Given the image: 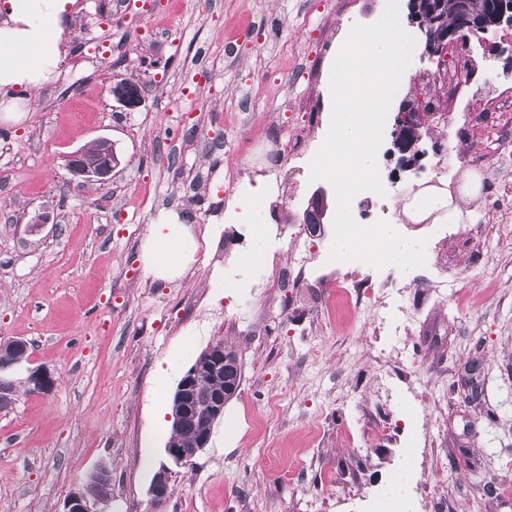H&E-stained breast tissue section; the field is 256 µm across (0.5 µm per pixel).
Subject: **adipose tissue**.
<instances>
[{"instance_id": "1", "label": "adipose tissue", "mask_w": 512, "mask_h": 512, "mask_svg": "<svg viewBox=\"0 0 512 512\" xmlns=\"http://www.w3.org/2000/svg\"><path fill=\"white\" fill-rule=\"evenodd\" d=\"M0 1L7 13L6 20L0 22V114L17 120L23 109L12 91L18 87L38 89L51 80L62 62L66 20L76 0ZM269 195V185L257 184L228 217L231 224L243 226L251 240L236 266L241 285L250 282L255 270L268 260ZM197 249L192 226L181 222L177 214H164L149 226L141 253L144 270L158 280L180 279Z\"/></svg>"}]
</instances>
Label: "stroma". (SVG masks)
Wrapping results in <instances>:
<instances>
[{
  "label": "stroma",
  "mask_w": 512,
  "mask_h": 512,
  "mask_svg": "<svg viewBox=\"0 0 512 512\" xmlns=\"http://www.w3.org/2000/svg\"><path fill=\"white\" fill-rule=\"evenodd\" d=\"M387 0H77L56 80L20 121L0 118V340L20 339L17 367H48L49 395L18 391L0 409V512H63L99 467L112 472L103 512H376L409 467L417 512H512V198L432 153L448 125L427 118L420 174H401L384 125L388 195L358 199L360 224L400 216L396 194L447 183L475 191L456 224H406L426 265L329 262L332 225L299 218L322 180L288 151H318L337 32L379 20ZM135 85L140 103L112 95ZM82 102L71 121L62 104ZM124 157L107 186L68 182L66 156L97 137ZM268 181L267 266L229 287L249 245L226 224L233 201ZM162 211L198 240L185 279L145 276L139 254ZM49 219L30 232L36 215ZM313 246L304 278L285 269ZM373 282L381 314L328 313L342 278ZM242 364L236 396L207 448L172 467L162 504L149 493L166 464L171 418L160 392L216 341ZM481 363L480 395L463 389Z\"/></svg>",
  "instance_id": "stroma-1"
}]
</instances>
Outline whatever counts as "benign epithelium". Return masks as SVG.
<instances>
[{"mask_svg": "<svg viewBox=\"0 0 512 512\" xmlns=\"http://www.w3.org/2000/svg\"><path fill=\"white\" fill-rule=\"evenodd\" d=\"M409 20L418 27L425 47V52L420 56L421 63L434 60L439 50L445 52L450 48H468L474 39L484 47L485 59L489 61L504 54L502 46L490 40L488 34L512 27V0H488L487 10L481 16L472 15L460 8L451 17L440 12L433 0H427L423 4L420 0H409ZM425 115L427 112L419 98L408 97L399 107L395 119L393 146L403 155L405 169L414 166L422 154L418 149L421 139L419 129ZM98 142L103 145V149L95 155L80 148L69 156L67 168L71 175L70 182L78 186L97 183L104 187L108 184L112 171L121 166L122 160L112 141L101 137ZM327 213V191L319 188L312 195L300 223L305 225V230L317 233L321 231V224L325 223ZM14 367L13 363L0 364V403L15 400V384L12 379ZM218 372L224 373V387L212 391L206 410L199 416L202 427L194 450L187 453L182 448H165L169 459L177 466L188 464L198 452L208 446L214 423L223 416L225 405L238 392L241 378L235 376V361L228 354V349L223 345H211L179 381L177 395L184 403L183 411L189 414L195 411L192 405L194 391L204 380ZM26 381L30 393L46 395L53 388L55 377L48 368L38 366L28 369ZM90 478L104 485L106 491L95 497L74 492L67 498L64 512H100L98 505L109 501L111 493L107 489L112 485L111 475L98 469ZM169 478V469L164 466L155 473L150 486L155 503L160 504L167 499Z\"/></svg>", "mask_w": 512, "mask_h": 512, "instance_id": "1", "label": "benign epithelium"}]
</instances>
